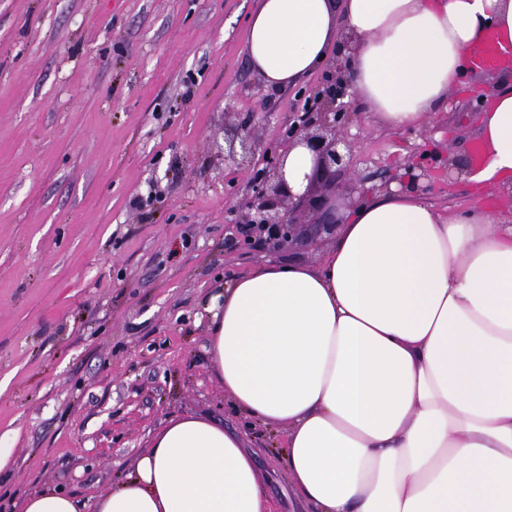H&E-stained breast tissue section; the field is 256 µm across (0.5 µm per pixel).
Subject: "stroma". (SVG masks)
I'll use <instances>...</instances> for the list:
<instances>
[{
	"label": "stroma",
	"mask_w": 512,
	"mask_h": 512,
	"mask_svg": "<svg viewBox=\"0 0 512 512\" xmlns=\"http://www.w3.org/2000/svg\"><path fill=\"white\" fill-rule=\"evenodd\" d=\"M256 0H0V512L45 487L91 500L127 476L170 418L207 415L245 436L279 512H304L281 430L243 419L208 364L204 306L265 260L317 261L240 241L232 212L253 171L224 161V115L256 160L280 148L329 73L269 87L245 52ZM465 76L420 129L354 107L346 197L405 183L433 147L458 165L479 140ZM431 202L476 200L442 166Z\"/></svg>",
	"instance_id": "obj_1"
}]
</instances>
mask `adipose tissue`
I'll list each match as a JSON object with an SVG mask.
<instances>
[{
    "instance_id": "adipose-tissue-1",
    "label": "adipose tissue",
    "mask_w": 512,
    "mask_h": 512,
    "mask_svg": "<svg viewBox=\"0 0 512 512\" xmlns=\"http://www.w3.org/2000/svg\"><path fill=\"white\" fill-rule=\"evenodd\" d=\"M353 37L354 97L401 132L427 124L512 0H259L246 53L274 88ZM475 187L512 196V87L490 93ZM313 265L267 262L209 299V367L245 417L284 429L309 512H512V216L449 212L417 187L338 210ZM24 512H274L242 437L172 418L92 505L52 488Z\"/></svg>"
}]
</instances>
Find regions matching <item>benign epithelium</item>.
Returning <instances> with one entry per match:
<instances>
[{
  "label": "benign epithelium",
  "mask_w": 512,
  "mask_h": 512,
  "mask_svg": "<svg viewBox=\"0 0 512 512\" xmlns=\"http://www.w3.org/2000/svg\"><path fill=\"white\" fill-rule=\"evenodd\" d=\"M353 83L347 62L336 60L321 90L308 104L300 123L283 134L282 149L264 167L254 172V191L235 211L233 223L264 248L307 247L323 235L336 232V217L330 206L339 190L338 177L348 171L349 148L345 126L351 115ZM306 144L316 156L306 190L296 195L283 178L288 147ZM228 156L255 164V144L250 126L239 124L229 140Z\"/></svg>",
  "instance_id": "benign-epithelium-1"
}]
</instances>
